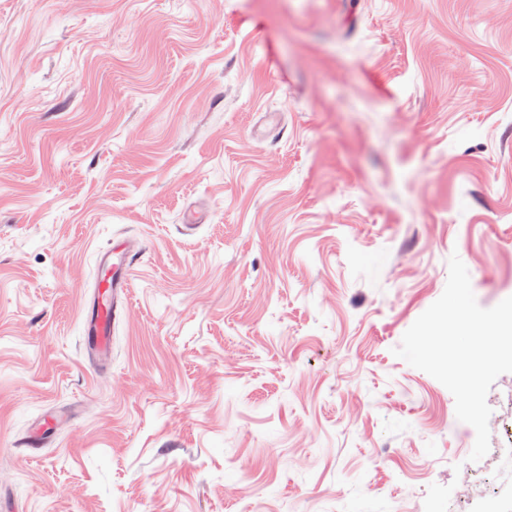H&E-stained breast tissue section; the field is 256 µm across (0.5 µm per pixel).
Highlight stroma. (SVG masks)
Listing matches in <instances>:
<instances>
[{
    "label": "stroma",
    "mask_w": 512,
    "mask_h": 512,
    "mask_svg": "<svg viewBox=\"0 0 512 512\" xmlns=\"http://www.w3.org/2000/svg\"><path fill=\"white\" fill-rule=\"evenodd\" d=\"M454 253L512 296V0H0V512H478L512 373L473 462L393 353ZM133 256L127 246L109 249L98 256L99 283L87 300L84 312L85 348L89 355L102 358L110 345L112 324L128 310V272Z\"/></svg>",
    "instance_id": "obj_1"
}]
</instances>
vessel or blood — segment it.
Wrapping results in <instances>:
<instances>
[{
  "label": "vessel or blood",
  "instance_id": "b4317fda",
  "mask_svg": "<svg viewBox=\"0 0 512 512\" xmlns=\"http://www.w3.org/2000/svg\"><path fill=\"white\" fill-rule=\"evenodd\" d=\"M133 257L128 247L107 250L98 257L100 279L87 300L84 312L85 348L101 358L109 349L113 324L128 310V272Z\"/></svg>",
  "mask_w": 512,
  "mask_h": 512
}]
</instances>
